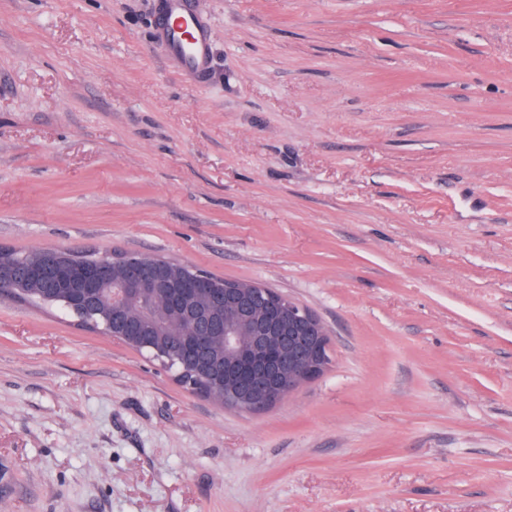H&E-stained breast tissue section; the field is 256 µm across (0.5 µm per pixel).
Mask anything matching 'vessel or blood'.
Listing matches in <instances>:
<instances>
[{"label": "vessel or blood", "mask_w": 512, "mask_h": 512, "mask_svg": "<svg viewBox=\"0 0 512 512\" xmlns=\"http://www.w3.org/2000/svg\"><path fill=\"white\" fill-rule=\"evenodd\" d=\"M167 13L158 36L168 49V59L180 74L202 75L212 32L200 20L191 0H166Z\"/></svg>", "instance_id": "1"}]
</instances>
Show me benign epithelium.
<instances>
[{
  "mask_svg": "<svg viewBox=\"0 0 512 512\" xmlns=\"http://www.w3.org/2000/svg\"><path fill=\"white\" fill-rule=\"evenodd\" d=\"M34 276H13L0 260V284L18 291L34 285L68 307L81 323L102 330L134 349L147 353L174 371L185 384V367L166 355L150 329L152 320L132 308L145 289H161L171 297L176 327L195 338L198 357L193 371L204 374L207 399L247 413L271 409L288 394L323 375L332 363L330 334L322 320L303 304L273 288L255 283L215 281L208 289L186 288L195 268L134 253L90 254L81 261L53 250L30 257ZM105 280L112 284L109 309L101 308L89 288ZM224 342V370L211 363L213 338Z\"/></svg>",
  "mask_w": 512,
  "mask_h": 512,
  "instance_id": "benign-epithelium-1",
  "label": "benign epithelium"
}]
</instances>
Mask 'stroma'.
I'll list each match as a JSON object with an SVG mask.
<instances>
[{"mask_svg": "<svg viewBox=\"0 0 512 512\" xmlns=\"http://www.w3.org/2000/svg\"><path fill=\"white\" fill-rule=\"evenodd\" d=\"M0 0V246L260 283L333 364L217 406L0 294V512H512V0ZM158 30L168 60L182 75L201 76L208 59L212 31L200 20L190 0H167Z\"/></svg>", "mask_w": 512, "mask_h": 512, "instance_id": "35a3bbf8", "label": "stroma"}]
</instances>
